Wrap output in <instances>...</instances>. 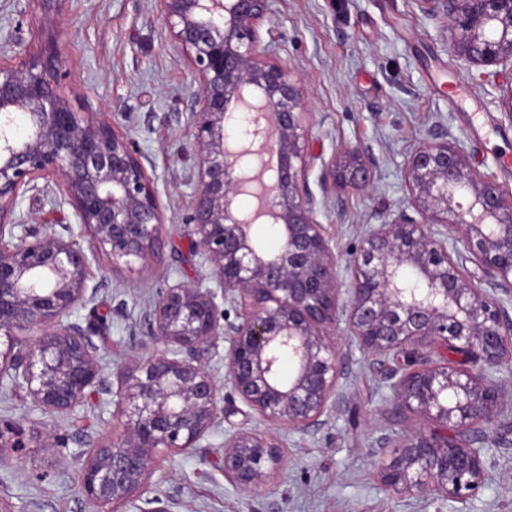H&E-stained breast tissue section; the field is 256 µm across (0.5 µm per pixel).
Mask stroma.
<instances>
[{"mask_svg":"<svg viewBox=\"0 0 512 512\" xmlns=\"http://www.w3.org/2000/svg\"><path fill=\"white\" fill-rule=\"evenodd\" d=\"M0 29L39 49L54 34L62 51V91L74 106L90 105L147 152L164 216L163 260L132 271L92 261L93 294L71 316L94 323L104 375L129 358L147 355L146 313L158 290L197 280L187 224L192 188L185 177L190 152L192 67L168 34L153 0H62L45 16L39 0H0ZM274 57L297 74L309 129V183L318 189L324 163L361 148L376 162L369 190L341 191L317 215L337 252H346L379 209L405 194V161L418 140L442 123L466 145L471 163L512 193V120L498 105L500 88L478 70H465L447 49L438 25L423 19L414 0H277L260 28ZM20 210L44 234L63 233L72 208L43 189L27 191ZM344 400L315 432L280 431L283 473L268 491L250 494L224 479V428L259 423L241 402L218 421L199 449L159 461L151 495L181 502V512H512V413L487 453V480L462 502L398 496L373 475L376 441L390 432L389 391L379 366L342 343ZM21 422L51 435L62 452L75 453L84 437L108 442L120 428L112 407L91 398L79 418L35 410L25 394L0 389V423ZM0 503L11 512H84L75 471L63 472L41 440L0 450Z\"/></svg>","mask_w":512,"mask_h":512,"instance_id":"obj_1","label":"stroma"}]
</instances>
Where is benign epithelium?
Listing matches in <instances>:
<instances>
[{
  "label": "benign epithelium",
  "mask_w": 512,
  "mask_h": 512,
  "mask_svg": "<svg viewBox=\"0 0 512 512\" xmlns=\"http://www.w3.org/2000/svg\"><path fill=\"white\" fill-rule=\"evenodd\" d=\"M198 77L192 93L193 255L209 273L162 289L147 314L161 348L101 374L89 330L68 321L85 302L89 255L134 270L161 258L164 219L148 154L106 118L79 112L61 93V52L52 39L31 52L0 51V386L25 392L44 414L73 418L90 394L112 396L121 427L110 443L87 438L58 463L80 474L85 512L112 505L175 512L178 502L144 497L163 457L200 447L225 417L224 394L205 362L224 348L231 397L265 425L308 433L341 403L343 356L336 329L363 358H393L385 381L396 428L377 440V475L389 491L459 501L485 485L487 442L503 425L512 369V194L471 167L466 149L436 125L405 163L407 195L367 224L342 256L316 219L308 181V127L288 66L262 45L273 0H155ZM438 24L466 69L497 79L512 67V0H415ZM260 140L263 215L278 246L252 235L260 214L236 205ZM368 152L324 164L323 195L366 190ZM72 208L89 236L42 235L19 211L38 180ZM475 264L476 279L467 268ZM248 311L237 322L225 304ZM462 353L465 366L436 357ZM25 430H0L1 448H25ZM285 443L254 429L224 431V480L257 493L283 470Z\"/></svg>",
  "instance_id": "7a95c632"
}]
</instances>
